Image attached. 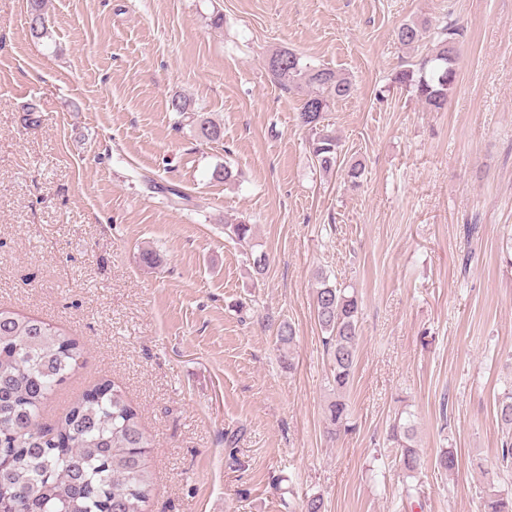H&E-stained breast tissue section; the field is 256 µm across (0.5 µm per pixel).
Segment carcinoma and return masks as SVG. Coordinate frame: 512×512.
Here are the masks:
<instances>
[{"instance_id":"carcinoma-1","label":"carcinoma","mask_w":512,"mask_h":512,"mask_svg":"<svg viewBox=\"0 0 512 512\" xmlns=\"http://www.w3.org/2000/svg\"><path fill=\"white\" fill-rule=\"evenodd\" d=\"M45 7L46 0H26L29 32L37 39L47 34ZM427 32L428 22H411L401 25L396 37L411 47L424 40ZM441 35L436 52L394 76V83L432 112L446 108L456 86L461 55L458 28L446 26ZM267 70L283 87L308 88L297 120L311 134L314 158L322 170L336 171L357 185L361 165H343L340 141L324 125L331 103L352 94V82L302 61L288 49L273 52ZM313 103L322 111H309ZM171 109L198 123L207 139L222 137L221 125L198 117L189 99H173ZM225 230L240 243L251 245L255 239L254 226L244 220L225 225ZM315 313L328 333L324 343L336 389V400L328 406V421L339 433L349 428L344 393L358 353V299L322 277ZM83 356L79 341L50 323L0 308V512H146L152 489L146 462L151 443L136 407L121 387L100 380L71 402L54 425L40 422L45 404L82 366ZM497 416L504 434L501 465L512 471V391L498 399ZM392 431L400 460L412 474L420 465L419 453L411 444L412 428L398 423ZM482 512H512V497L493 491L486 496Z\"/></svg>"}]
</instances>
